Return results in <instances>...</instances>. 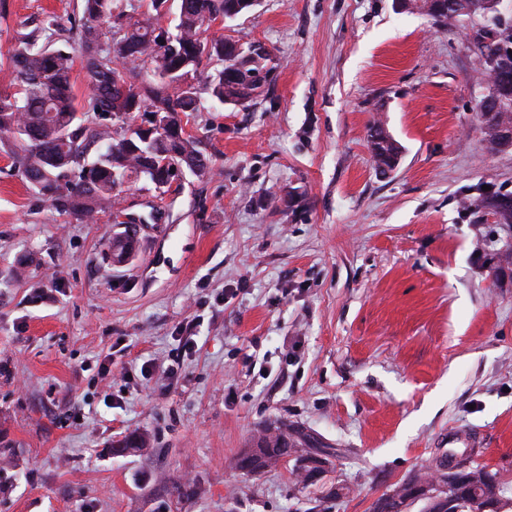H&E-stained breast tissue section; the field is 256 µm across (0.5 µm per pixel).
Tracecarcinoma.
I'll return each mask as SVG.
<instances>
[{"label":"carcinoma","instance_id":"obj_1","mask_svg":"<svg viewBox=\"0 0 512 512\" xmlns=\"http://www.w3.org/2000/svg\"><path fill=\"white\" fill-rule=\"evenodd\" d=\"M235 0H181L177 23L162 24L166 0H80L81 12L64 20L47 15L41 25L17 38L9 50L14 74L13 91L0 93V143L8 145L17 176L66 219L93 223L117 204L118 186L165 162L178 163L198 177L208 173L200 141L158 139L147 142L136 119L146 112H168L175 122L199 111L202 94L222 105L246 109L263 96L272 81V51L234 53L224 39L203 37L209 25L227 17ZM403 10L420 12L441 27L485 24L494 10L490 0H404ZM76 31L77 46L65 50L64 33ZM478 59L496 64L495 80L512 102V21L477 29ZM80 60L90 86L84 104L77 102L71 82L74 60ZM125 115L115 129L113 116ZM512 127V109L497 113L484 126L492 148L498 129ZM369 139L376 167L400 155L398 142L380 125L370 128ZM489 207L504 223H512V196L491 195L475 202ZM336 449L299 426L283 421L264 423L253 444L236 460L245 475L255 476L288 460L304 484L310 461L330 458ZM442 463L430 457L388 492L397 498L399 512L416 506L413 490L422 484L443 482ZM454 482L448 489L447 512H482L503 487L496 474L471 463L470 456L448 453ZM353 488L339 482L328 488L320 502H341Z\"/></svg>","mask_w":512,"mask_h":512}]
</instances>
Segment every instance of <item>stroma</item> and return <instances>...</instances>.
<instances>
[{
	"label": "stroma",
	"instance_id": "stroma-1",
	"mask_svg": "<svg viewBox=\"0 0 512 512\" xmlns=\"http://www.w3.org/2000/svg\"><path fill=\"white\" fill-rule=\"evenodd\" d=\"M75 9L0 0V91L16 37ZM206 36L265 43L274 82L192 113L210 176L125 184V265L123 225L59 217L0 144V512H309L291 464L233 467L276 419L336 448L325 481L355 492L332 512L455 432L512 499V234L466 206L512 194V147L485 139L471 28L263 0ZM375 123L402 147L386 177Z\"/></svg>",
	"mask_w": 512,
	"mask_h": 512
}]
</instances>
